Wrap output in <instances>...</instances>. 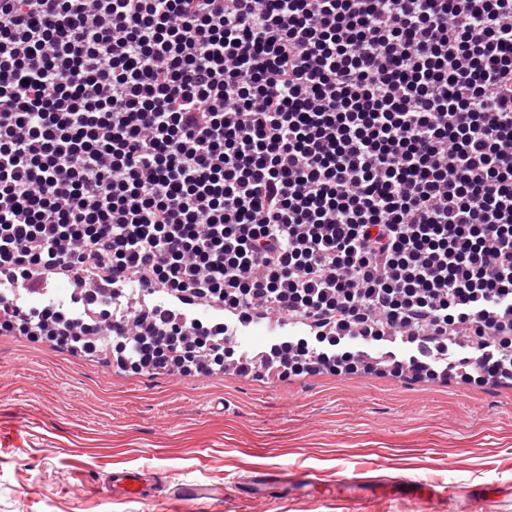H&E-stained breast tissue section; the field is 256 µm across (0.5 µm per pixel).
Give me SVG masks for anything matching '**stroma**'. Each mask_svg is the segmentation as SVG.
Segmentation results:
<instances>
[{
  "label": "stroma",
  "mask_w": 512,
  "mask_h": 512,
  "mask_svg": "<svg viewBox=\"0 0 512 512\" xmlns=\"http://www.w3.org/2000/svg\"><path fill=\"white\" fill-rule=\"evenodd\" d=\"M316 473L268 503L236 484L261 468ZM148 468L147 498L87 487ZM512 486V388L405 381L389 373L303 380L133 375L22 336L0 335V512H170L164 486L223 489L197 512H418L386 491L357 503L342 478Z\"/></svg>",
  "instance_id": "obj_1"
}]
</instances>
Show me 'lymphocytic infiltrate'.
Returning a JSON list of instances; mask_svg holds the SVG:
<instances>
[{
  "mask_svg": "<svg viewBox=\"0 0 512 512\" xmlns=\"http://www.w3.org/2000/svg\"><path fill=\"white\" fill-rule=\"evenodd\" d=\"M0 334L214 375L512 385V0H0ZM96 274L175 304L23 308ZM212 317L202 321L199 308Z\"/></svg>",
  "mask_w": 512,
  "mask_h": 512,
  "instance_id": "f902f5d3",
  "label": "lymphocytic infiltrate"
}]
</instances>
